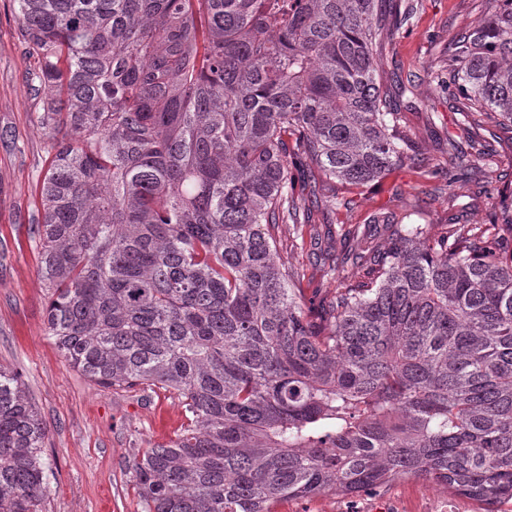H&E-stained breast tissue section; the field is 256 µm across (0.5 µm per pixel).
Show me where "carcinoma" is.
I'll use <instances>...</instances> for the list:
<instances>
[{"mask_svg":"<svg viewBox=\"0 0 512 512\" xmlns=\"http://www.w3.org/2000/svg\"><path fill=\"white\" fill-rule=\"evenodd\" d=\"M14 2L38 123L62 133L35 229L49 334L98 386L183 404L176 440L131 465L143 512H272L410 477L512 502V240L464 206L439 236L341 223L315 317L277 247L334 205L294 194L291 157L354 187L407 159L375 54L413 0ZM493 2L452 42L448 95L512 128V0ZM45 438L0 367V512H47Z\"/></svg>","mask_w":512,"mask_h":512,"instance_id":"carcinoma-1","label":"carcinoma"}]
</instances>
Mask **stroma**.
<instances>
[{
    "mask_svg": "<svg viewBox=\"0 0 512 512\" xmlns=\"http://www.w3.org/2000/svg\"><path fill=\"white\" fill-rule=\"evenodd\" d=\"M490 9L489 0H418L414 16L379 51L381 83L389 88L398 81L405 89L398 104L411 140L410 158L364 188H327V195L351 201L352 207L315 213L322 247L342 249L337 224H360L376 211L440 233L453 212L442 187L458 171L437 145L466 139L445 89L448 55L454 37ZM34 69L14 0H0V366L19 373L47 429L48 512H142L130 466L146 448L174 439L183 410L175 394L158 388L99 387L65 361L48 334V294L32 236L55 133L37 122L43 99ZM494 148L495 157L481 162L468 190L474 224L493 222L496 201L490 191L512 185V136L503 135ZM279 252L304 269L311 288L323 295L333 291L336 281L319 250L296 245L286 235ZM448 505L454 512H481L469 499L414 478L352 500L328 493L284 500L273 510L443 512Z\"/></svg>",
    "mask_w": 512,
    "mask_h": 512,
    "instance_id": "1",
    "label": "stroma"
}]
</instances>
